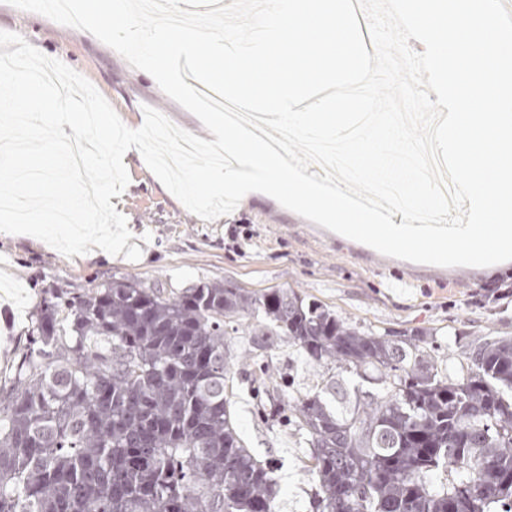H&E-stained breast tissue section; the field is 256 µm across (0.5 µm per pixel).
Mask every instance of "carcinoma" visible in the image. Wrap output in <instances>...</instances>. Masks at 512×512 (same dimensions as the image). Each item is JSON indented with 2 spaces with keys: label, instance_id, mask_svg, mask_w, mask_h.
<instances>
[{
  "label": "carcinoma",
  "instance_id": "carcinoma-1",
  "mask_svg": "<svg viewBox=\"0 0 512 512\" xmlns=\"http://www.w3.org/2000/svg\"><path fill=\"white\" fill-rule=\"evenodd\" d=\"M0 390V512H273V471L231 417L227 336H284L335 371L293 409L316 512H512V338L462 375L418 336L376 335L286 288L119 277L38 305Z\"/></svg>",
  "mask_w": 512,
  "mask_h": 512
}]
</instances>
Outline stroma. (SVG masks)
I'll return each instance as SVG.
<instances>
[{
    "label": "stroma",
    "instance_id": "obj_1",
    "mask_svg": "<svg viewBox=\"0 0 512 512\" xmlns=\"http://www.w3.org/2000/svg\"><path fill=\"white\" fill-rule=\"evenodd\" d=\"M0 31L21 35L84 76L124 124L140 127L147 105L207 138L198 118L150 74L87 32L7 0H0ZM125 165L130 182L112 203L126 217L132 237L119 255L95 248L67 257L35 237L0 233V386L30 344L29 330L48 287L79 294L114 277L176 288L206 281H229L259 293L290 288L362 330L419 336L440 364L457 368L466 365L480 338L512 337V261L488 270L387 257L263 195L209 222L188 211L142 156L127 155ZM247 346L244 334L230 339L239 365L229 384L238 431L247 448L274 470V512H314L318 484L307 467L313 447L294 422L292 398L312 391L325 370L302 360L283 337L270 347L264 368L245 360Z\"/></svg>",
    "mask_w": 512,
    "mask_h": 512
}]
</instances>
